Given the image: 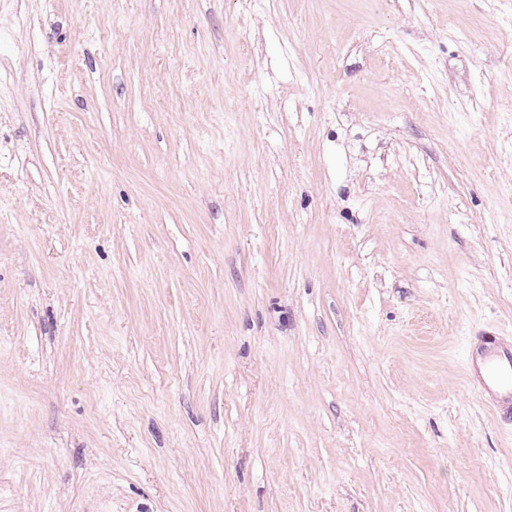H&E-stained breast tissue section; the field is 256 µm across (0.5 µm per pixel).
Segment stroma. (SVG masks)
Masks as SVG:
<instances>
[{"mask_svg": "<svg viewBox=\"0 0 512 512\" xmlns=\"http://www.w3.org/2000/svg\"><path fill=\"white\" fill-rule=\"evenodd\" d=\"M512 0H0V512H512ZM469 382L496 417L512 416V341L484 332L466 361Z\"/></svg>", "mask_w": 512, "mask_h": 512, "instance_id": "obj_1", "label": "stroma"}]
</instances>
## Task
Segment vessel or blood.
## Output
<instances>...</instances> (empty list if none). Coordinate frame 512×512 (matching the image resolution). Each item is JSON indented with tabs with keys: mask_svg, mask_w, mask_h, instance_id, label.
Listing matches in <instances>:
<instances>
[{
	"mask_svg": "<svg viewBox=\"0 0 512 512\" xmlns=\"http://www.w3.org/2000/svg\"><path fill=\"white\" fill-rule=\"evenodd\" d=\"M469 382L496 417L512 416V342L484 332L466 361Z\"/></svg>",
	"mask_w": 512,
	"mask_h": 512,
	"instance_id": "vessel-or-blood-1",
	"label": "vessel or blood"
}]
</instances>
